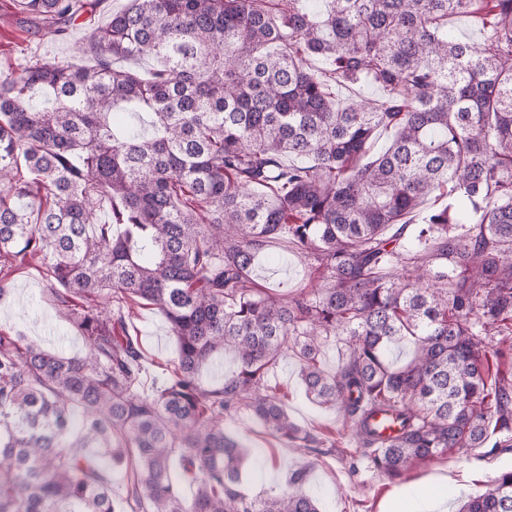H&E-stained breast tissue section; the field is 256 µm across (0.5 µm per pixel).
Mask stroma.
<instances>
[{
	"mask_svg": "<svg viewBox=\"0 0 512 512\" xmlns=\"http://www.w3.org/2000/svg\"><path fill=\"white\" fill-rule=\"evenodd\" d=\"M87 35V28L79 25L64 39H37L20 23L12 0H0V73H20L22 64L33 55L70 60L76 43ZM255 280L285 300L318 285L310 259L285 239L272 240L259 253ZM8 282L10 293L0 301V330L68 356L86 352L85 339L68 325L47 295L45 272L39 263L27 262ZM135 323L148 357L147 376L160 377L176 356L169 323L161 311L148 307L136 309ZM299 371L298 358L288 356L269 371L267 383L295 423L314 429L323 438L322 447H289L272 438L245 409L224 420L226 430L251 450L244 484L249 495L277 489L289 470L305 466L310 470L305 489L320 502L323 512H396L405 499L416 497L419 489L444 476L447 497L436 504L435 512H456L463 499L481 493L493 477L512 468V446L493 452L451 449L439 458L416 462L401 476H388L374 468L368 450L350 442L340 412L320 407L308 397Z\"/></svg>",
	"mask_w": 512,
	"mask_h": 512,
	"instance_id": "35a3bbf8",
	"label": "stroma"
}]
</instances>
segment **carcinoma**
I'll return each mask as SVG.
<instances>
[{"mask_svg":"<svg viewBox=\"0 0 512 512\" xmlns=\"http://www.w3.org/2000/svg\"><path fill=\"white\" fill-rule=\"evenodd\" d=\"M104 2L14 0L44 40L78 21L89 34L73 60L0 78V267L39 262L88 351L0 332V512H321L304 470L246 494L248 447L224 429L244 407L291 447L321 443L266 383L290 351L307 395L388 475L511 433L486 339L512 325V0H131L100 24ZM460 14L482 42L448 29ZM141 58L157 66L117 65ZM332 83L384 96L341 104ZM120 111L150 133L116 128ZM380 130L393 138L371 156ZM443 196L420 248L401 247ZM278 237L323 287L289 301L255 287ZM134 303L178 342L149 391ZM331 341L347 351L333 374ZM226 353L235 369L205 383ZM378 414L399 435L380 441ZM115 465L133 474L119 499ZM458 512H512V470Z\"/></svg>","mask_w":512,"mask_h":512,"instance_id":"obj_1","label":"carcinoma"}]
</instances>
